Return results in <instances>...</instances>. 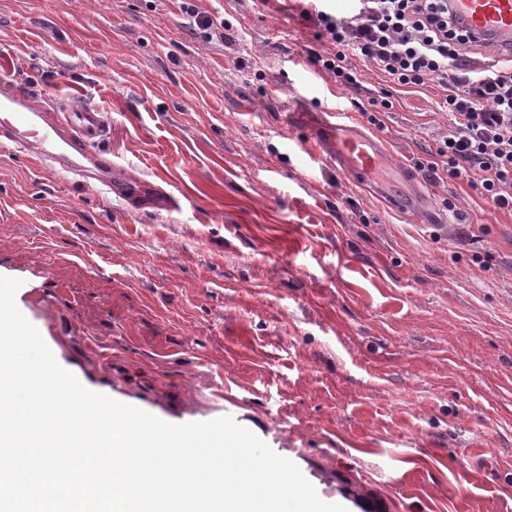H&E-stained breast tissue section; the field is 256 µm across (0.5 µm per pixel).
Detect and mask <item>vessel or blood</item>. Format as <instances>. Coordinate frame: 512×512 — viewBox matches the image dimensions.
Wrapping results in <instances>:
<instances>
[{
    "mask_svg": "<svg viewBox=\"0 0 512 512\" xmlns=\"http://www.w3.org/2000/svg\"><path fill=\"white\" fill-rule=\"evenodd\" d=\"M451 12L472 36L487 39L501 49L512 48V0H448ZM108 125L106 113L74 106L54 113L35 104L32 95L10 82L0 83V140L34 156L50 168L78 176L88 188L112 191V160L91 149ZM330 162L360 183L374 178L375 168L384 156L383 140L337 120L326 132ZM408 184L407 193L389 195L388 202L401 212H425L428 223H437L417 177L407 169L397 171Z\"/></svg>",
    "mask_w": 512,
    "mask_h": 512,
    "instance_id": "obj_1",
    "label": "vessel or blood"
}]
</instances>
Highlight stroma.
<instances>
[{
	"label": "stroma",
	"instance_id": "obj_1",
	"mask_svg": "<svg viewBox=\"0 0 512 512\" xmlns=\"http://www.w3.org/2000/svg\"><path fill=\"white\" fill-rule=\"evenodd\" d=\"M0 0V79L106 112L82 187L0 142V276L88 389L175 425L225 415L347 512H512V215L424 181L422 224L336 171L307 113L377 132L388 167L448 130L434 84L356 89L308 60L300 0ZM181 2L180 11L192 19L193 25L204 39L224 42V30L230 28L228 24L224 25V21L216 24L210 15L198 7L196 0H181Z\"/></svg>",
	"mask_w": 512,
	"mask_h": 512
}]
</instances>
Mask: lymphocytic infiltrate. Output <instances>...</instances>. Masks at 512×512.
Here are the masks:
<instances>
[{
  "label": "lymphocytic infiltrate",
  "instance_id": "obj_1",
  "mask_svg": "<svg viewBox=\"0 0 512 512\" xmlns=\"http://www.w3.org/2000/svg\"><path fill=\"white\" fill-rule=\"evenodd\" d=\"M303 14L331 45L311 61L338 85L359 87L353 55L392 86L437 83L445 92L439 108L452 123L416 167L434 182L465 180L512 212V64L470 69L465 55L473 44L452 22L448 0H355L346 17L316 0Z\"/></svg>",
  "mask_w": 512,
  "mask_h": 512
}]
</instances>
